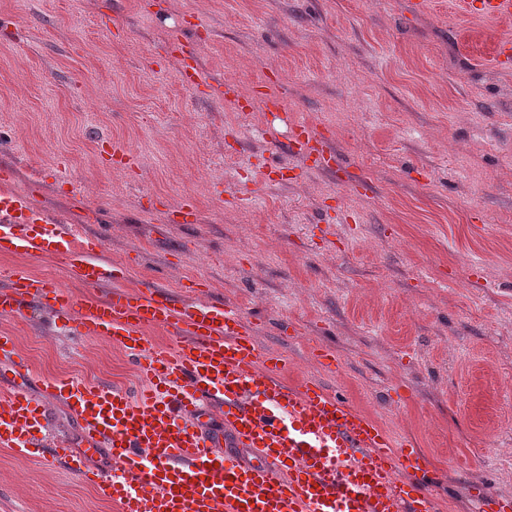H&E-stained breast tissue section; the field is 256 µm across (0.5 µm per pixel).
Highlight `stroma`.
I'll use <instances>...</instances> for the list:
<instances>
[{
  "instance_id": "1",
  "label": "stroma",
  "mask_w": 512,
  "mask_h": 512,
  "mask_svg": "<svg viewBox=\"0 0 512 512\" xmlns=\"http://www.w3.org/2000/svg\"><path fill=\"white\" fill-rule=\"evenodd\" d=\"M512 22L454 0H0V167L101 258L227 300L293 378L345 394L445 471L443 512L512 499ZM205 79L187 85L183 53ZM332 160L285 151L296 122ZM124 146L110 165L103 142ZM187 220H169L184 197ZM87 290L59 256L0 275ZM37 377L136 386L48 307L0 318ZM335 351L327 368L315 346ZM0 512H114L0 447ZM470 491L478 512H510L512 510L511 499L490 498L478 487H473Z\"/></svg>"
}]
</instances>
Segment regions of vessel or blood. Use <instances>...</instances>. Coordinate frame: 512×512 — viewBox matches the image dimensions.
<instances>
[{
  "instance_id": "1",
  "label": "vessel or blood",
  "mask_w": 512,
  "mask_h": 512,
  "mask_svg": "<svg viewBox=\"0 0 512 512\" xmlns=\"http://www.w3.org/2000/svg\"><path fill=\"white\" fill-rule=\"evenodd\" d=\"M465 14L512 20V0H457ZM99 240L0 192V252L63 257L85 287L105 298L75 300L53 280L13 274L0 283V317L32 302L49 306L87 336L106 338L136 364L139 394L97 385L73 390L40 379L42 394L69 395L83 448L51 442L39 396L0 385V447L52 461L90 484L115 512H440L443 480L409 439H396L371 415L315 378L288 380V358L263 350L239 309L184 301L167 290L126 286L127 270L97 257ZM173 346H153L150 330ZM0 360L14 373L27 363L0 334ZM224 433L207 426L211 407ZM108 451L113 468L89 465ZM477 512H512V501L472 488Z\"/></svg>"
}]
</instances>
